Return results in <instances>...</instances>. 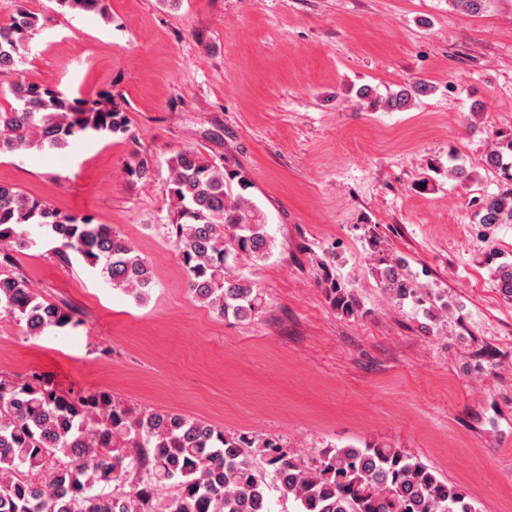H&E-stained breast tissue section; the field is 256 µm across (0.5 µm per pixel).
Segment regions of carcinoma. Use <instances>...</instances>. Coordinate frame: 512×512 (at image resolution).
<instances>
[{
	"instance_id": "1",
	"label": "carcinoma",
	"mask_w": 512,
	"mask_h": 512,
	"mask_svg": "<svg viewBox=\"0 0 512 512\" xmlns=\"http://www.w3.org/2000/svg\"><path fill=\"white\" fill-rule=\"evenodd\" d=\"M55 2L76 14L103 15L106 9L104 0ZM485 3L451 0L468 15ZM43 27L38 14L23 7L0 27V73L17 74L9 88L13 101L0 104V155L31 148L60 152L82 136L127 130L126 115L112 99L73 97L23 76L19 65ZM424 89L417 82L384 104L402 108ZM167 165L164 190L174 211L167 228L188 290L219 317L260 316V288L237 268L240 259L257 263L271 252L264 215L233 192L232 182L245 190L247 178L225 173L191 148L176 152ZM483 166L500 174L507 189L481 200L478 223L512 224L511 135L498 136ZM44 240L53 243L60 262L81 259L138 301L152 288L148 260L116 230L0 182V314L24 323L30 335L79 325L72 310L39 299L14 269L10 252ZM375 271L392 302L410 300L437 319L434 298L415 286L405 260L383 258ZM496 274L502 294L512 299V264L498 266ZM329 296L344 314L357 309L354 297L336 284ZM268 476L298 512H477L464 488L400 448L330 445L309 467L271 436L226 433L168 411H136L107 391L62 392L35 373L0 375V512H272ZM168 488L174 493L163 495Z\"/></svg>"
}]
</instances>
